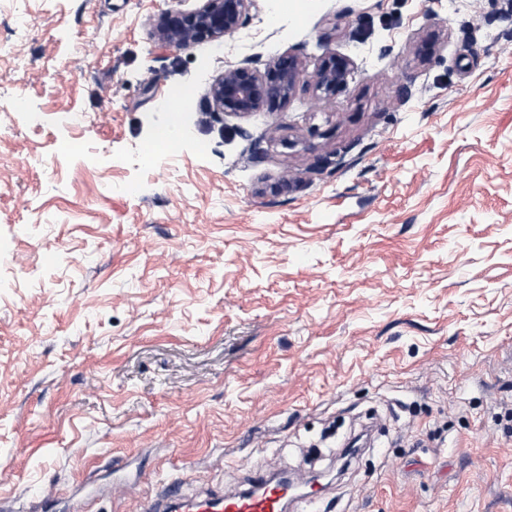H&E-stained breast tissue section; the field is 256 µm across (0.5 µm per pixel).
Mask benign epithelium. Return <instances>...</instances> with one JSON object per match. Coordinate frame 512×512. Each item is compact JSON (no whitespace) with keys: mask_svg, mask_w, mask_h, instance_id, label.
Segmentation results:
<instances>
[{"mask_svg":"<svg viewBox=\"0 0 512 512\" xmlns=\"http://www.w3.org/2000/svg\"><path fill=\"white\" fill-rule=\"evenodd\" d=\"M254 2L200 0L199 7L193 10H166L156 19L154 38L163 46L176 48L221 42L246 25ZM350 66L349 57L331 52L307 77L300 57L276 53L262 70L249 60L224 68L212 79L208 99L218 113L245 116L252 112H277L301 86L312 89L319 97H335L347 84Z\"/></svg>","mask_w":512,"mask_h":512,"instance_id":"1","label":"benign epithelium"}]
</instances>
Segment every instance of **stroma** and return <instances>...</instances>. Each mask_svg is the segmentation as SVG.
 Wrapping results in <instances>:
<instances>
[{
    "label": "stroma",
    "instance_id": "stroma-1",
    "mask_svg": "<svg viewBox=\"0 0 512 512\" xmlns=\"http://www.w3.org/2000/svg\"><path fill=\"white\" fill-rule=\"evenodd\" d=\"M196 4L0 0V512L322 470L336 422L377 435L316 512H512V0H257L158 46ZM285 50L346 88L213 112ZM193 10H166L154 25L163 46L184 48L200 42H223L244 27L255 0H200Z\"/></svg>",
    "mask_w": 512,
    "mask_h": 512
}]
</instances>
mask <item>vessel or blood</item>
Here are the masks:
<instances>
[{
	"mask_svg": "<svg viewBox=\"0 0 512 512\" xmlns=\"http://www.w3.org/2000/svg\"><path fill=\"white\" fill-rule=\"evenodd\" d=\"M250 484L247 491H208L191 496L183 495L174 484L157 498L142 502L140 512H285L289 503L310 510L317 502L313 493H298L260 472L253 473Z\"/></svg>",
	"mask_w": 512,
	"mask_h": 512,
	"instance_id": "1",
	"label": "vessel or blood"
}]
</instances>
